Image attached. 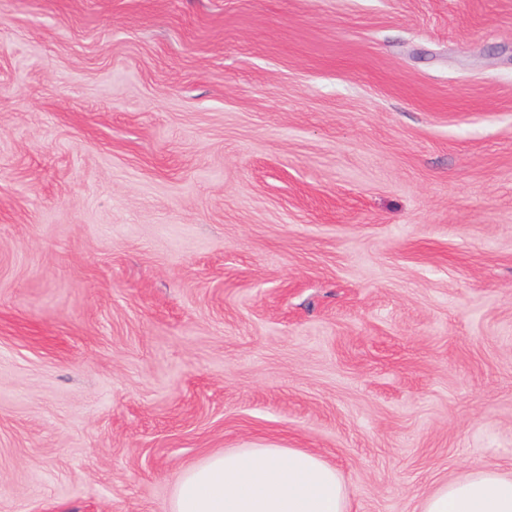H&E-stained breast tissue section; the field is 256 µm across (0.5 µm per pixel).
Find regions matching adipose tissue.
Segmentation results:
<instances>
[{"mask_svg":"<svg viewBox=\"0 0 512 512\" xmlns=\"http://www.w3.org/2000/svg\"><path fill=\"white\" fill-rule=\"evenodd\" d=\"M171 512H348L342 476L302 448H236L184 469ZM419 512H512V474L483 465L440 484Z\"/></svg>","mask_w":512,"mask_h":512,"instance_id":"ef3b65f1","label":"adipose tissue"}]
</instances>
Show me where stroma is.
I'll return each mask as SVG.
<instances>
[{
    "label": "stroma",
    "mask_w": 512,
    "mask_h": 512,
    "mask_svg": "<svg viewBox=\"0 0 512 512\" xmlns=\"http://www.w3.org/2000/svg\"><path fill=\"white\" fill-rule=\"evenodd\" d=\"M227 448L512 473V0H0V512Z\"/></svg>",
    "instance_id": "obj_1"
}]
</instances>
